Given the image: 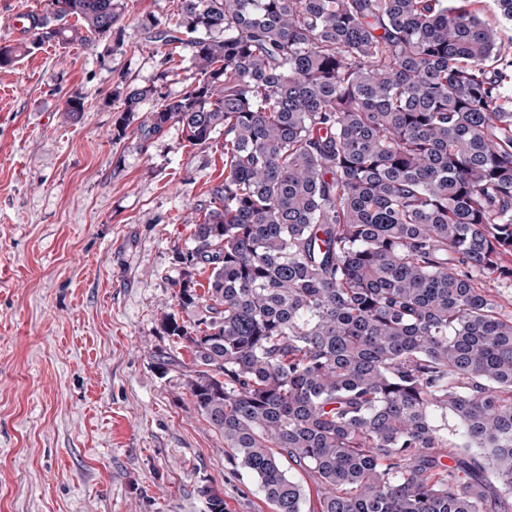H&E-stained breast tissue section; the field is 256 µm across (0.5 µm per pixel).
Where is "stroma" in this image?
Segmentation results:
<instances>
[{
    "instance_id": "35a3bbf8",
    "label": "stroma",
    "mask_w": 512,
    "mask_h": 512,
    "mask_svg": "<svg viewBox=\"0 0 512 512\" xmlns=\"http://www.w3.org/2000/svg\"><path fill=\"white\" fill-rule=\"evenodd\" d=\"M126 3L120 35L0 67V512H206L202 484L226 512H273L154 362L172 345L162 313L190 317L173 251L224 159L177 124L116 137L125 85L174 97L191 71L164 77L167 46L138 26L171 0Z\"/></svg>"
}]
</instances>
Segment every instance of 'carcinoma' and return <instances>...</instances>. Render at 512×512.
<instances>
[{
  "instance_id": "obj_1",
  "label": "carcinoma",
  "mask_w": 512,
  "mask_h": 512,
  "mask_svg": "<svg viewBox=\"0 0 512 512\" xmlns=\"http://www.w3.org/2000/svg\"><path fill=\"white\" fill-rule=\"evenodd\" d=\"M482 2L176 0L140 20L194 71L175 97L130 88L117 133L179 124L224 156L175 249L193 318L162 315L157 367L273 512H305L306 478L313 512H512V313L486 288L512 284V54ZM125 8L49 0L32 46L92 47Z\"/></svg>"
}]
</instances>
